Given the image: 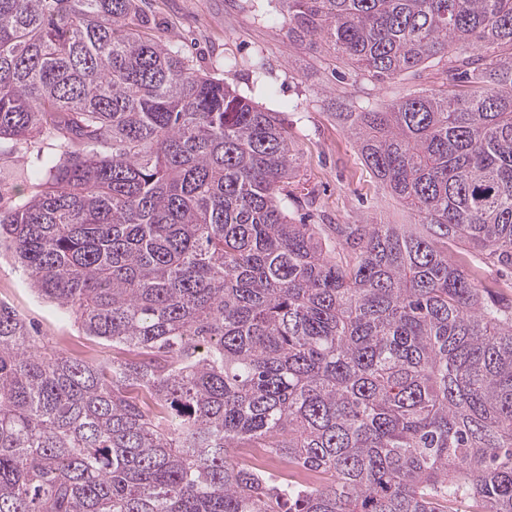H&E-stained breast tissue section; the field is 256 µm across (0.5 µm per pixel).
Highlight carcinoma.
<instances>
[{
	"instance_id": "obj_1",
	"label": "carcinoma",
	"mask_w": 512,
	"mask_h": 512,
	"mask_svg": "<svg viewBox=\"0 0 512 512\" xmlns=\"http://www.w3.org/2000/svg\"><path fill=\"white\" fill-rule=\"evenodd\" d=\"M290 33L385 82L336 113L409 224H296L263 109L137 0H0V208L35 292L131 356L33 344L0 302V512H512V0H284ZM235 448H264L302 485ZM36 180L32 179L29 170L23 174L17 161L16 154L9 151L0 152V206L10 207L20 200V196L30 194L32 185ZM19 191L24 193H20ZM468 265L476 271L484 286L491 288L490 299L502 304L512 303V271H502L497 267L487 266L476 255H467Z\"/></svg>"
}]
</instances>
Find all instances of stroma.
<instances>
[{"label": "stroma", "mask_w": 512, "mask_h": 512, "mask_svg": "<svg viewBox=\"0 0 512 512\" xmlns=\"http://www.w3.org/2000/svg\"><path fill=\"white\" fill-rule=\"evenodd\" d=\"M152 32L184 48L198 69L224 59L225 84L260 107L278 112L292 136L297 171L289 189L288 214L307 224H407L408 212L365 166L351 138L337 124V103L381 104L407 93L438 88L441 68L423 65L416 74L379 84L339 62L318 38L289 37L287 21L271 23L268 0H140ZM275 88L268 96L267 88ZM15 154L0 152V206L31 192ZM0 300L11 304L34 329L36 346L63 349L87 361L111 360L112 345L83 334L55 305L37 297L10 253L0 251Z\"/></svg>", "instance_id": "stroma-1"}]
</instances>
